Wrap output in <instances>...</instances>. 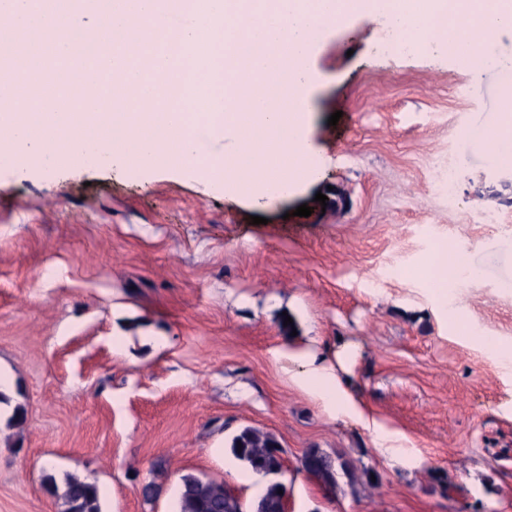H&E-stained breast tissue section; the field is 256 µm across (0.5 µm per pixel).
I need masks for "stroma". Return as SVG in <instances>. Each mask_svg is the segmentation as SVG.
Listing matches in <instances>:
<instances>
[{"label": "stroma", "mask_w": 512, "mask_h": 512, "mask_svg": "<svg viewBox=\"0 0 512 512\" xmlns=\"http://www.w3.org/2000/svg\"><path fill=\"white\" fill-rule=\"evenodd\" d=\"M385 37L354 16L318 40L319 169L270 205L134 165L0 172V416L27 412L0 427V512H58L46 484L70 476L98 486L101 512H177L187 474L251 503L267 480L229 450L245 427L281 442L290 512H512V362L496 353L512 345V167L472 145L512 70L472 69L443 41L389 54ZM331 187L345 208L315 202ZM449 240L479 272L456 310L428 273ZM312 346L349 352L419 467L293 384L288 353ZM309 448L348 463L336 495L302 471Z\"/></svg>", "instance_id": "35a3bbf8"}]
</instances>
